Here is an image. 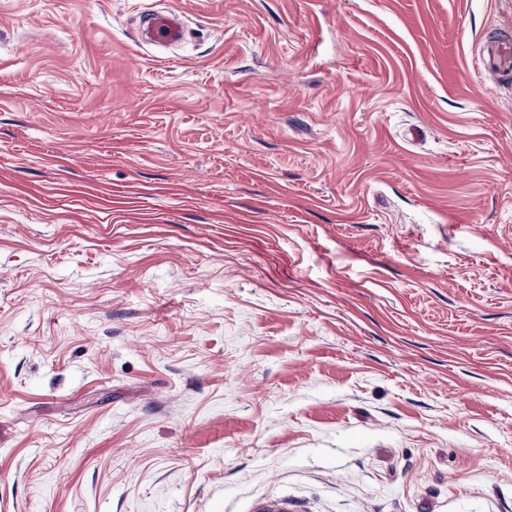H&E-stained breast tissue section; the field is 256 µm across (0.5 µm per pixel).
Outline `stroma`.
<instances>
[{"instance_id":"35a3bbf8","label":"stroma","mask_w":512,"mask_h":512,"mask_svg":"<svg viewBox=\"0 0 512 512\" xmlns=\"http://www.w3.org/2000/svg\"><path fill=\"white\" fill-rule=\"evenodd\" d=\"M509 33L0 0V512H512ZM181 15L176 11L148 12L140 27V38L148 44L176 45L185 39ZM480 62L485 71L498 74L502 79L510 80L512 77L511 35H500L487 39L481 48Z\"/></svg>"}]
</instances>
